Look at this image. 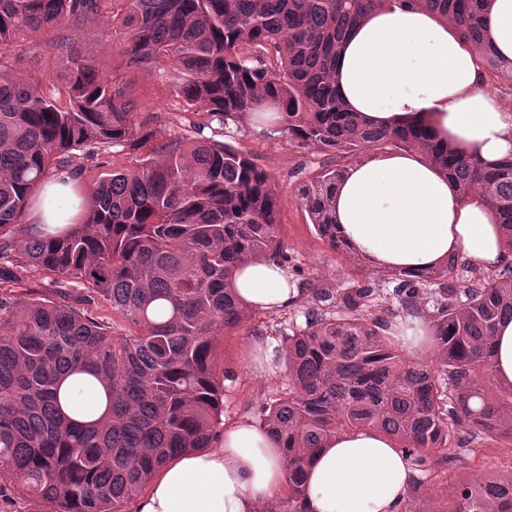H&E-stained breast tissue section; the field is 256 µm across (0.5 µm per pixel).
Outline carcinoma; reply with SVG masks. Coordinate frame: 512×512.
<instances>
[{"label":"carcinoma","instance_id":"carcinoma-1","mask_svg":"<svg viewBox=\"0 0 512 512\" xmlns=\"http://www.w3.org/2000/svg\"><path fill=\"white\" fill-rule=\"evenodd\" d=\"M390 0H0V282L42 268L82 283L138 327L109 326L68 302L0 297V481L56 512H119L172 457L210 448L224 404L218 348L253 310L231 288L244 261L300 269L279 235L272 177L214 139L249 129L272 105L299 149L343 158L389 147L419 150L462 197L485 194L512 251V156L495 165L438 142L423 124L380 128L349 111L336 88V55L364 14ZM457 25L489 79L512 80L485 28L492 0H399ZM112 11V60L125 70L178 73L186 107L208 115L195 136L160 141L140 164L101 179L75 223L38 235L23 223L31 199L76 153L135 148L151 134L129 86L104 76L68 32L94 31ZM64 33L42 47L41 36ZM275 54L276 63L266 60ZM63 64L49 86L43 58ZM23 69L28 74L18 77ZM211 135H206L205 130ZM345 166L320 172L298 195L316 233L336 250L330 198ZM453 260L392 273L400 309L367 314L375 289L314 292L319 307L293 325L284 357L288 394L260 410L284 452L288 512H301L312 453L341 431L374 429L419 464L481 438L512 440V388L494 373V333L512 319V262L478 282L429 290ZM424 317L428 358L412 360L399 333ZM87 374L107 390L99 421L58 402L60 383ZM448 512H512V472L449 492Z\"/></svg>","mask_w":512,"mask_h":512}]
</instances>
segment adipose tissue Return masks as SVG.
Listing matches in <instances>:
<instances>
[{
    "label": "adipose tissue",
    "mask_w": 512,
    "mask_h": 512,
    "mask_svg": "<svg viewBox=\"0 0 512 512\" xmlns=\"http://www.w3.org/2000/svg\"><path fill=\"white\" fill-rule=\"evenodd\" d=\"M489 40L512 59V0H493ZM346 105L371 123H423L459 151L496 163L512 156V108L481 93L484 71L454 25L426 11L386 5L369 11L343 43L336 65ZM70 173L47 179L26 220L61 224L71 213ZM339 235L375 268L421 273L462 258L484 270L512 261L481 195L456 185L418 151L369 154L353 162L332 202ZM249 307L277 313L298 290L268 259L241 264L232 281ZM413 481L386 435L348 430L311 456L304 512H400ZM286 486L280 448L249 420L225 426L214 447L178 455L153 477L132 512H263Z\"/></svg>",
    "instance_id": "1"
}]
</instances>
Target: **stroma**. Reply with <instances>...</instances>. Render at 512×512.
<instances>
[{
  "instance_id": "obj_1",
  "label": "stroma",
  "mask_w": 512,
  "mask_h": 512,
  "mask_svg": "<svg viewBox=\"0 0 512 512\" xmlns=\"http://www.w3.org/2000/svg\"><path fill=\"white\" fill-rule=\"evenodd\" d=\"M125 80L139 103L138 119L149 129L168 136H189L194 125L206 119L204 113L184 111L177 94L178 79L170 72L157 68L132 70L126 73ZM231 144L248 154L273 178L280 207V237L294 264L301 270L302 291L298 301L288 309L278 313L256 312L239 327L225 331L219 347L220 363L229 374L224 382V412L221 416L225 422L242 418L257 420L261 404L285 395L288 390L285 365H277L272 376L258 375L249 364L248 347L254 342L281 343L289 326L303 323L307 309L314 307V290L341 291L371 283L379 287L373 302L374 314L381 316L398 307L391 285L381 281L379 270L349 254L333 250L319 238L298 198L299 185L314 178L324 168L339 164V155L317 149L300 150L290 145L282 134L265 136L253 130L238 133ZM153 148V143L149 142L133 152L121 151L95 158L77 156L75 164L82 170L83 187L92 188L112 171L132 167ZM62 290L76 296L78 309L108 324L116 333L131 331L132 326L127 320L113 311L107 301L89 296L82 284H58L54 277L35 268L21 272L18 281L0 284V296H22L33 292L54 299ZM411 469L414 481L400 512H448L449 486L469 482L480 475L490 477L512 470V441L479 439L453 448L450 454L431 456L425 464H412Z\"/></svg>"
}]
</instances>
